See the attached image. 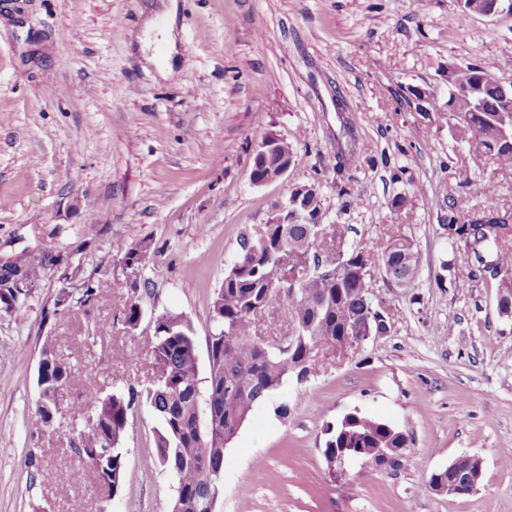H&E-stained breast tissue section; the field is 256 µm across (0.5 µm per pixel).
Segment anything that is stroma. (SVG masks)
I'll list each match as a JSON object with an SVG mask.
<instances>
[{"mask_svg":"<svg viewBox=\"0 0 512 512\" xmlns=\"http://www.w3.org/2000/svg\"><path fill=\"white\" fill-rule=\"evenodd\" d=\"M178 6L166 74L164 44L140 43L161 0H0V261L42 266L28 298L0 312V512H71L76 500L85 512H171L175 482L143 401L118 493L102 501L91 474L71 482V423L37 411L41 350L71 365L66 400L139 391L152 317L175 311L192 322L207 378L210 301L242 234L307 183L349 244L376 247L391 232L413 241L419 275L399 288L376 271L390 332L255 406L224 452L215 512H512V318L498 313L495 280L450 286L466 253L443 223L451 212L512 215V167L476 158L446 113L449 65L512 82V0L488 16L460 0ZM271 135L296 162L258 185L254 155ZM486 182L493 198L470 193ZM119 240L150 247L133 331ZM103 271L107 293L52 314L60 289L80 294ZM355 411L407 434L399 470L354 461L333 472L324 429ZM462 455L482 460L476 491L432 492L431 474Z\"/></svg>","mask_w":512,"mask_h":512,"instance_id":"35a3bbf8","label":"stroma"}]
</instances>
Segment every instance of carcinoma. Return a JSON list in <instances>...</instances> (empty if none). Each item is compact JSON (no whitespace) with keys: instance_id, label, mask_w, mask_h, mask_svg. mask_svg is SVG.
<instances>
[{"instance_id":"carcinoma-1","label":"carcinoma","mask_w":512,"mask_h":512,"mask_svg":"<svg viewBox=\"0 0 512 512\" xmlns=\"http://www.w3.org/2000/svg\"><path fill=\"white\" fill-rule=\"evenodd\" d=\"M488 70L476 64H461L454 82L471 85ZM512 123L496 112H473L456 128L457 136L475 143L481 156L512 167V141L503 136L499 125ZM265 145L256 151L250 178L262 177L282 157L295 158L288 143L272 154ZM322 199L310 198L304 207L288 211V223H280L282 212L272 213L262 233L246 241L242 235L239 251L224 281L214 293L209 310L211 329L207 340L209 376L206 396H201L199 361L194 329L186 315L163 311L154 317L150 348L151 376L143 397L157 415L155 451L162 467L176 480L172 512H208L209 502L218 497L221 482L210 472L224 469V450L236 430L243 425L255 405L277 394L293 379L304 383L302 374L313 372L319 362L314 348L325 346L345 335L347 326L365 322V292L362 270L373 254L363 247H349L342 224H320ZM448 230L464 242L478 263L463 265L467 279L487 271L489 277L512 274V223L495 210L474 213L467 223L450 214L444 218ZM322 225L324 237L314 234ZM404 244L396 234L388 236L379 257L385 272L401 288H411L417 279L419 262H406ZM306 252L313 260L324 257L321 270L295 283L289 275L297 268L283 264L290 252ZM113 252L127 269L137 272L148 257L139 242L121 241ZM14 270L36 286L39 268L19 258ZM110 285L109 275L101 273L88 280L83 301H91ZM299 293L291 305L292 334L281 345L255 341L252 317L280 297L288 288ZM28 292L0 288V311L8 312L26 298ZM141 319V306L130 299L124 310V324L135 328ZM72 376L71 367L54 351H42L37 370V386L42 396L39 413L48 420L66 412L78 424L70 447L78 459L72 478L84 479L92 469L103 494L115 495L125 479L124 448L128 415L137 393L101 390L87 392L82 399L62 406ZM205 400L206 419H201L200 400ZM324 454L336 448H374L388 436L386 424L360 415H345L339 423L327 426Z\"/></svg>"}]
</instances>
